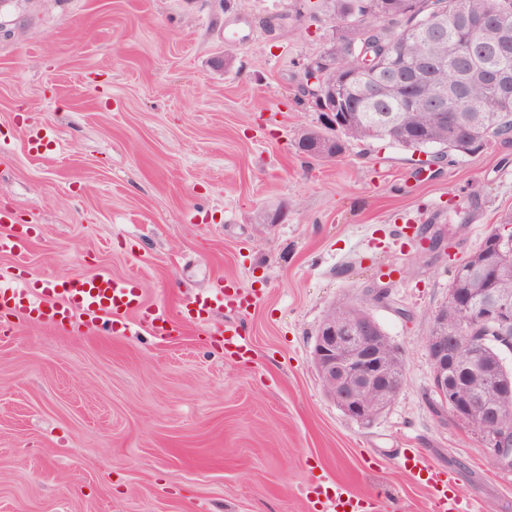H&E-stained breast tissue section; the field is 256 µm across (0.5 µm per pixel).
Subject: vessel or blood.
<instances>
[{
	"mask_svg": "<svg viewBox=\"0 0 512 512\" xmlns=\"http://www.w3.org/2000/svg\"><path fill=\"white\" fill-rule=\"evenodd\" d=\"M30 237L28 230L16 229L10 213L0 211V252L22 254ZM253 303V297L242 294L232 281H220L208 295L187 300L178 314L172 315L145 305L136 281L108 272L57 279H44L33 273L20 288L13 286L11 276L0 274L1 330L11 328L14 319L20 317L58 328L77 318L91 327L131 313L158 335L167 336L174 322L194 321L220 307L242 313ZM223 336L226 352L239 354L248 350L247 332L241 325L226 324ZM403 464L414 471L438 512H474V504L456 488L452 473L435 469L413 448L404 453ZM307 499L313 512H364L363 496L338 481L313 488Z\"/></svg>",
	"mask_w": 512,
	"mask_h": 512,
	"instance_id": "b4317fda",
	"label": "vessel or blood"
}]
</instances>
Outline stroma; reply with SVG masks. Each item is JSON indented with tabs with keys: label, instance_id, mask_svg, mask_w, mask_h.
I'll use <instances>...</instances> for the list:
<instances>
[{
	"label": "stroma",
	"instance_id": "1",
	"mask_svg": "<svg viewBox=\"0 0 512 512\" xmlns=\"http://www.w3.org/2000/svg\"><path fill=\"white\" fill-rule=\"evenodd\" d=\"M308 5L0 0V209L38 230L0 270L133 276L170 309L222 277L257 296L243 356L225 353L220 310L169 337L132 318L0 332V512H310L326 480L431 512L406 448L480 512H512V470L430 407L424 347L455 266L512 211V139L423 170L379 142L305 156L297 135L323 120L299 83L332 34ZM431 224L454 227L445 256L420 250ZM384 284L390 305L372 303ZM340 302L367 306L403 352L402 389L370 422L312 361Z\"/></svg>",
	"mask_w": 512,
	"mask_h": 512
}]
</instances>
